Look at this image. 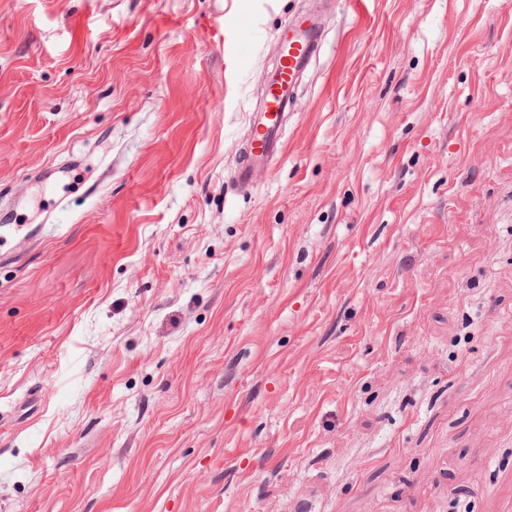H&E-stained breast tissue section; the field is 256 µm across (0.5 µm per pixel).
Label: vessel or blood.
<instances>
[{
	"label": "vessel or blood",
	"mask_w": 512,
	"mask_h": 512,
	"mask_svg": "<svg viewBox=\"0 0 512 512\" xmlns=\"http://www.w3.org/2000/svg\"><path fill=\"white\" fill-rule=\"evenodd\" d=\"M323 37V28L313 16L286 22L279 30L280 62L268 76L264 109L254 121L253 136L236 167L235 182L239 188L253 187L257 171L283 150L293 88L311 64Z\"/></svg>",
	"instance_id": "obj_1"
}]
</instances>
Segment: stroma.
Returning a JSON list of instances; mask_svg holds the SVG:
<instances>
[{"label":"stroma","instance_id":"35a3bbf8","mask_svg":"<svg viewBox=\"0 0 512 512\" xmlns=\"http://www.w3.org/2000/svg\"><path fill=\"white\" fill-rule=\"evenodd\" d=\"M314 4L0 0V512H512V0H337L236 189ZM323 28L314 16L287 21L277 34L281 57L269 74L263 112L253 125V136L235 171L241 189L254 186L258 170L269 165L284 148V126L293 102V88L323 43Z\"/></svg>","mask_w":512,"mask_h":512}]
</instances>
